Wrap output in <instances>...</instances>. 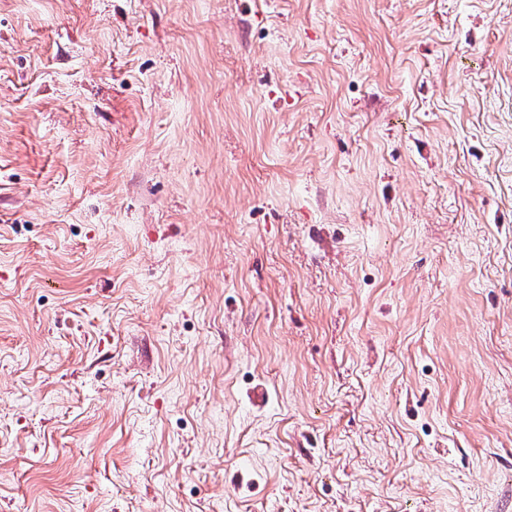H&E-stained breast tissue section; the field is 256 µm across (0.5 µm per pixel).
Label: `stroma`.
I'll use <instances>...</instances> for the list:
<instances>
[{
    "mask_svg": "<svg viewBox=\"0 0 512 512\" xmlns=\"http://www.w3.org/2000/svg\"><path fill=\"white\" fill-rule=\"evenodd\" d=\"M0 512H512V0H0Z\"/></svg>",
    "mask_w": 512,
    "mask_h": 512,
    "instance_id": "obj_1",
    "label": "stroma"
}]
</instances>
